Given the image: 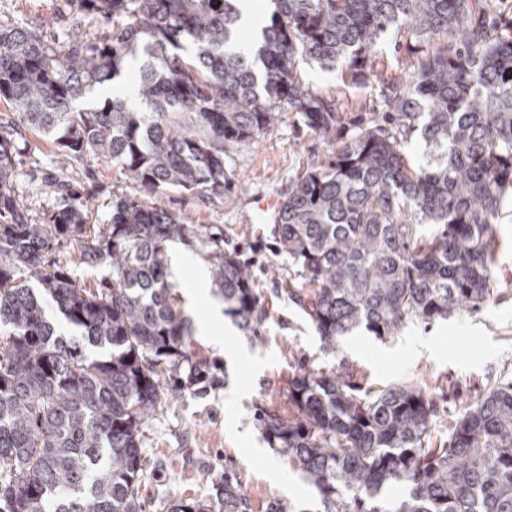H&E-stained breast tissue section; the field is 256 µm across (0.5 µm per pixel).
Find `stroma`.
Returning a JSON list of instances; mask_svg holds the SVG:
<instances>
[{
  "label": "stroma",
  "instance_id": "1",
  "mask_svg": "<svg viewBox=\"0 0 512 512\" xmlns=\"http://www.w3.org/2000/svg\"><path fill=\"white\" fill-rule=\"evenodd\" d=\"M0 22L38 27L60 45L72 26L63 0H0ZM299 73L310 88L340 106L343 120L331 136L312 133L296 113H281L273 131L227 146L231 185L223 195L169 190L146 199L149 205L222 229L229 243L249 244L267 317L254 340L235 328L220 347L195 336L197 357L224 366V385L204 396L165 393L144 424L143 512H167L168 501L175 498L208 502L212 512H224L216 490L228 476L243 488L249 512H268L273 502L285 512H324L318 491L301 478L288 456L269 447L256 415L260 408L291 413L288 384L300 362L344 369L365 392L403 381L420 384L439 398L432 424L438 439L447 437L456 418L480 396L512 378L511 202L503 204L494 222L493 288L480 311L456 313L427 327L410 324L388 339L361 331L344 337L336 354L323 351L311 321L287 294L297 275L287 259L275 255L272 215L261 205H280L300 175L350 142L358 123H369L378 111L379 95L373 81L351 84L338 70L303 62ZM14 139L20 150L16 191L25 212L35 218L54 204L41 184L58 174L55 148L25 125ZM67 177L91 188L89 221L97 226L108 224L114 195L137 191L118 168L90 157L73 163ZM166 258L178 295H185L197 267L207 263L202 250L175 241L168 244Z\"/></svg>",
  "mask_w": 512,
  "mask_h": 512
}]
</instances>
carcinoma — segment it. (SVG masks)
Segmentation results:
<instances>
[{
	"label": "carcinoma",
	"instance_id": "obj_1",
	"mask_svg": "<svg viewBox=\"0 0 512 512\" xmlns=\"http://www.w3.org/2000/svg\"><path fill=\"white\" fill-rule=\"evenodd\" d=\"M66 2L77 22L62 52L0 24V99L63 164L94 156L145 194L224 195V146L272 130L282 112L331 135L342 116L299 78V62L340 65L358 84L383 34L405 39V78H377L381 115L294 181L274 217L275 254L296 268L288 294L327 352L355 330L390 338L409 322L482 308L493 220L512 200V23L493 25L478 0H271L242 52L239 0ZM92 16L112 23L104 37L82 35ZM135 65L132 93L80 105ZM13 135L0 124V512H142L141 430L160 403V374L197 396L224 384L191 349L166 245L206 252L224 313L248 337L266 319L254 257L224 247L216 227L126 194L95 228L90 194L60 179L46 183L59 203L29 218ZM64 244L112 277L79 285L55 257ZM37 288L79 337L56 334ZM288 401L294 416L258 421L326 512H512V381L443 441L433 439V398L409 381L361 396L346 373L302 363ZM216 497L224 512H248L229 479ZM208 508L180 499L168 512Z\"/></svg>",
	"mask_w": 512,
	"mask_h": 512
}]
</instances>
